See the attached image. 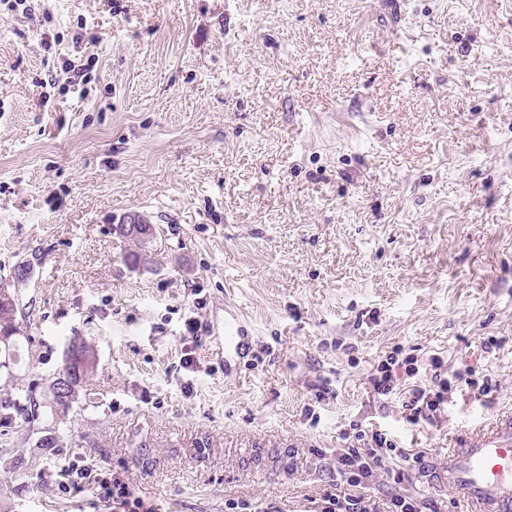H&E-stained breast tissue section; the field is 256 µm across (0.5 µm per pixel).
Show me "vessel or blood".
I'll return each mask as SVG.
<instances>
[{
    "instance_id": "1",
    "label": "vessel or blood",
    "mask_w": 512,
    "mask_h": 512,
    "mask_svg": "<svg viewBox=\"0 0 512 512\" xmlns=\"http://www.w3.org/2000/svg\"><path fill=\"white\" fill-rule=\"evenodd\" d=\"M246 338L240 325L224 327V353L240 356ZM449 496L462 499L468 512H512V410L473 426L448 449L433 471Z\"/></svg>"
}]
</instances>
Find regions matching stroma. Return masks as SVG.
<instances>
[{"label": "stroma", "instance_id": "stroma-1", "mask_svg": "<svg viewBox=\"0 0 512 512\" xmlns=\"http://www.w3.org/2000/svg\"><path fill=\"white\" fill-rule=\"evenodd\" d=\"M132 212L154 227L135 269ZM35 249L17 382L49 384L74 337L97 365L73 440L14 435L0 512H114L61 487L75 458L155 512H322L353 423L439 461L512 409V0H0V285ZM397 345L499 388L408 425L412 379L368 384ZM185 329L190 336H180L181 340V356L179 360L180 368L188 373H197V361L195 360V348L198 346L201 340V336H199V331L201 330L198 327V323L195 318L189 317L184 323ZM242 326L236 322H229L224 327V355H244L246 351V337L243 336Z\"/></svg>", "mask_w": 512, "mask_h": 512}]
</instances>
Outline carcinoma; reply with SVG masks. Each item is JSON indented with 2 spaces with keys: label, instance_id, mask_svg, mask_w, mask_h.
<instances>
[{
  "label": "carcinoma",
  "instance_id": "carcinoma-1",
  "mask_svg": "<svg viewBox=\"0 0 512 512\" xmlns=\"http://www.w3.org/2000/svg\"><path fill=\"white\" fill-rule=\"evenodd\" d=\"M19 291L0 301V372L13 374L18 360L17 336L20 335L18 316ZM94 346L84 339L73 338L64 350L61 368L57 376L65 378V387L58 389L57 382L50 381L47 390H39V382L13 384L0 393V436L21 431L39 430L46 417L57 418L58 410L73 408L81 399L84 380L93 372Z\"/></svg>",
  "mask_w": 512,
  "mask_h": 512
}]
</instances>
